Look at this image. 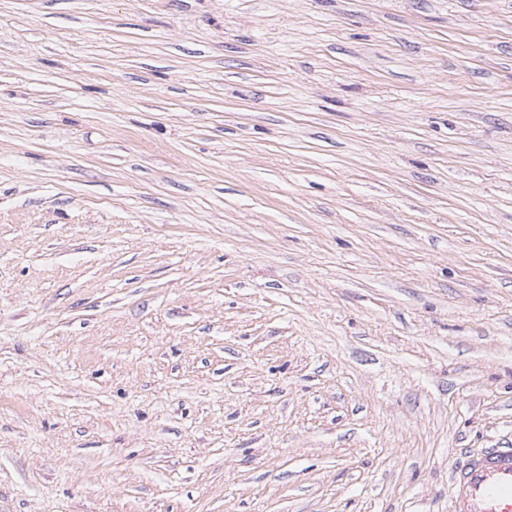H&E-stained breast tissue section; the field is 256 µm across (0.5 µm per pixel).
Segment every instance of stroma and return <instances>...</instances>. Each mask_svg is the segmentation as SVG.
Listing matches in <instances>:
<instances>
[{
    "instance_id": "stroma-1",
    "label": "stroma",
    "mask_w": 512,
    "mask_h": 512,
    "mask_svg": "<svg viewBox=\"0 0 512 512\" xmlns=\"http://www.w3.org/2000/svg\"><path fill=\"white\" fill-rule=\"evenodd\" d=\"M512 446V0H0V512H451Z\"/></svg>"
}]
</instances>
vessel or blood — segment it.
I'll return each instance as SVG.
<instances>
[{
    "label": "vessel or blood",
    "mask_w": 512,
    "mask_h": 512,
    "mask_svg": "<svg viewBox=\"0 0 512 512\" xmlns=\"http://www.w3.org/2000/svg\"><path fill=\"white\" fill-rule=\"evenodd\" d=\"M454 512H512V448L465 453L450 476Z\"/></svg>",
    "instance_id": "vessel-or-blood-1"
}]
</instances>
